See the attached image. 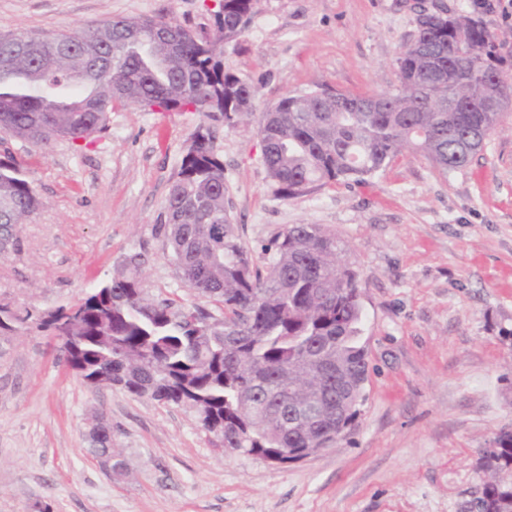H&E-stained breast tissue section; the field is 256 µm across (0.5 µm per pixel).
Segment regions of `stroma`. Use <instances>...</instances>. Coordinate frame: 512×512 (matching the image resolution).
<instances>
[{
  "mask_svg": "<svg viewBox=\"0 0 512 512\" xmlns=\"http://www.w3.org/2000/svg\"><path fill=\"white\" fill-rule=\"evenodd\" d=\"M214 12L213 0H0V33L139 16L210 33ZM423 12L486 23L512 83V0H256L223 46L225 70L256 89L250 115L216 129L242 243L258 262L288 225L319 224L344 240L358 275L369 374L350 429L298 462L228 452L187 408L89 387L57 339L23 324L0 336V512H467L483 453L512 427V105L462 168L442 173L404 150L365 181L291 199L263 164L259 132L287 92L398 87V52ZM202 121L125 105L90 143L10 142L41 205L0 253V305L34 319L71 306L140 252L151 295L209 306L154 233ZM99 416L122 474L88 451Z\"/></svg>",
  "mask_w": 512,
  "mask_h": 512,
  "instance_id": "obj_1",
  "label": "stroma"
}]
</instances>
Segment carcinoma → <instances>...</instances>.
<instances>
[{"mask_svg": "<svg viewBox=\"0 0 512 512\" xmlns=\"http://www.w3.org/2000/svg\"><path fill=\"white\" fill-rule=\"evenodd\" d=\"M254 0H224L214 33L165 17L117 18L35 39L0 35V253L16 245L15 225L39 208L26 171L5 144L48 147L106 129L112 108L199 112L155 235L187 288L215 316L143 287L144 255L75 305L47 312L40 326L85 380L112 366L125 392L190 409L219 446L275 463L348 430L365 399L364 309L348 249L319 224H293L251 261L232 222L215 125L249 114L252 84L224 70L222 43L248 27ZM498 38L480 20L434 14L397 57L394 92L350 95L321 87L285 92L286 112H267L263 163L278 192L360 181L412 149L442 172L464 167L483 146L512 97L497 68ZM24 318L0 307V335ZM481 458L479 512H512V429Z\"/></svg>", "mask_w": 512, "mask_h": 512, "instance_id": "carcinoma-1", "label": "carcinoma"}]
</instances>
